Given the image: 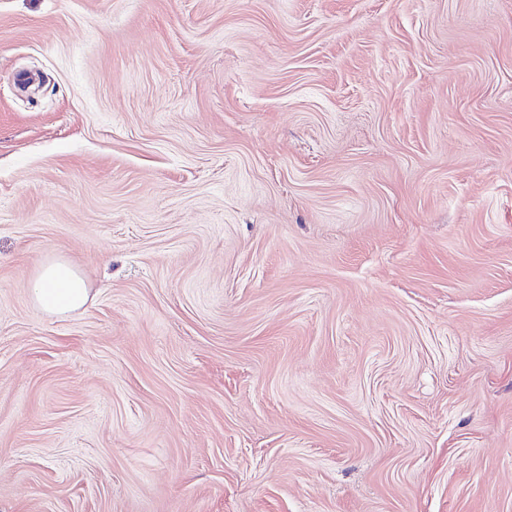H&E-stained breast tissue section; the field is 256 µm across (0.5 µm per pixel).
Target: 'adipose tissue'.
I'll return each mask as SVG.
<instances>
[{
  "label": "adipose tissue",
  "mask_w": 512,
  "mask_h": 512,
  "mask_svg": "<svg viewBox=\"0 0 512 512\" xmlns=\"http://www.w3.org/2000/svg\"><path fill=\"white\" fill-rule=\"evenodd\" d=\"M89 294L87 281L77 269L62 260H49L35 273L31 298L40 311L66 316L84 308Z\"/></svg>",
  "instance_id": "obj_1"
}]
</instances>
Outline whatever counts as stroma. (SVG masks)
<instances>
[{
    "label": "stroma",
    "mask_w": 512,
    "mask_h": 512,
    "mask_svg": "<svg viewBox=\"0 0 512 512\" xmlns=\"http://www.w3.org/2000/svg\"><path fill=\"white\" fill-rule=\"evenodd\" d=\"M0 512H512V0H0ZM90 288L85 277L66 261L42 263L34 276L31 298L42 312L67 316L85 307Z\"/></svg>",
    "instance_id": "35a3bbf8"
}]
</instances>
